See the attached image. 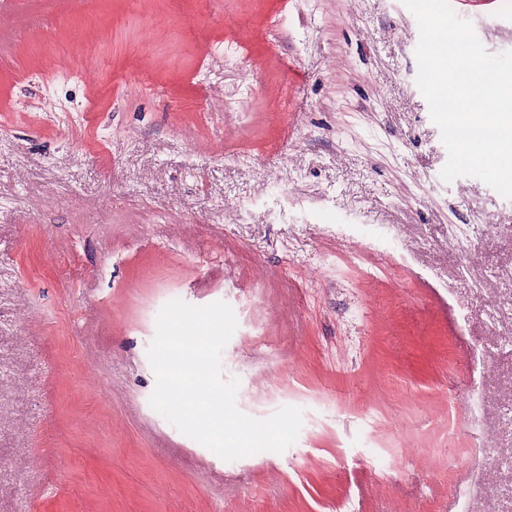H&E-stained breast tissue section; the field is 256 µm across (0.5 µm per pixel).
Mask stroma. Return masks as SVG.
Segmentation results:
<instances>
[{"label": "stroma", "instance_id": "1", "mask_svg": "<svg viewBox=\"0 0 512 512\" xmlns=\"http://www.w3.org/2000/svg\"><path fill=\"white\" fill-rule=\"evenodd\" d=\"M9 7L0 512H512V199L442 179L403 0ZM461 16L512 50V0ZM174 299L231 306L222 377L301 409L284 452L151 407Z\"/></svg>", "mask_w": 512, "mask_h": 512}]
</instances>
